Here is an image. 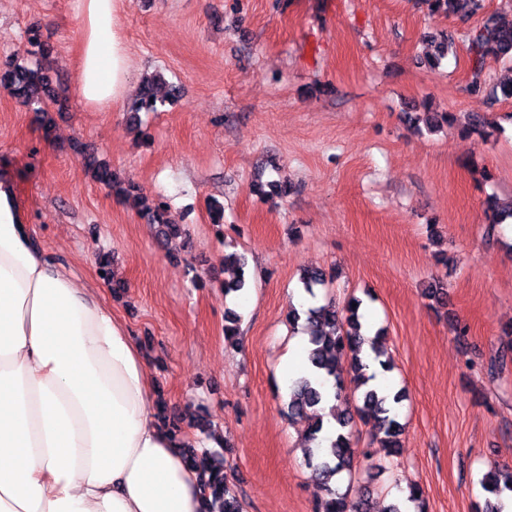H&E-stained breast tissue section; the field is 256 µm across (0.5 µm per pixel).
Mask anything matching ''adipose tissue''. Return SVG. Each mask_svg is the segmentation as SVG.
<instances>
[{
	"label": "adipose tissue",
	"mask_w": 512,
	"mask_h": 512,
	"mask_svg": "<svg viewBox=\"0 0 512 512\" xmlns=\"http://www.w3.org/2000/svg\"><path fill=\"white\" fill-rule=\"evenodd\" d=\"M122 0H79L78 93L130 91ZM125 325L33 242L0 181V512H203Z\"/></svg>",
	"instance_id": "1"
}]
</instances>
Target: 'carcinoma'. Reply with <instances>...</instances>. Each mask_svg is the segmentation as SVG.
Wrapping results in <instances>:
<instances>
[{"label":"carcinoma","mask_w":512,"mask_h":512,"mask_svg":"<svg viewBox=\"0 0 512 512\" xmlns=\"http://www.w3.org/2000/svg\"><path fill=\"white\" fill-rule=\"evenodd\" d=\"M425 3L433 12L454 15L458 13L460 0H425ZM465 42L470 61V81L466 91L480 95L486 89V62L512 61V22H505L498 15L490 14L467 32ZM29 44L34 47L31 52L33 60L25 65L15 64L0 72V86L10 89L24 105L36 112H43L47 73L42 67V61L49 54L50 48L35 33L29 37ZM164 104L165 101L155 93V82L145 79L131 111L158 112ZM459 133L463 137L476 135L486 140L493 136L494 125L483 118H473L459 128ZM87 166L94 180L111 189L122 202H141L142 190L135 182L94 160L88 161ZM142 215L149 222L166 227L167 236L176 237L181 234V229L165 218V209L161 205L145 209ZM485 215L487 223L502 224L512 219V205L506 210H499L489 201ZM224 265L237 271L233 279L224 282L225 295L242 293L249 288L250 276L243 255L236 251L224 254ZM325 282L326 273L321 269L306 270L300 275V283L310 295L314 294L315 287L323 286ZM358 304L360 300L353 298L341 309L329 302L305 312L295 307L288 311V322L294 326L303 319L301 315H306L303 320L308 336V360L318 374L314 380L300 377L293 381L289 386L287 402L290 415L308 421L303 442L307 466L319 491L316 512H371L369 492L361 491L358 497L353 498L349 492L341 493L331 487L336 476L344 472L350 474L354 468L356 449L350 438L354 419L358 418L372 427L371 444L377 445L387 454H396L402 447L404 426L393 413L390 403H400L404 392L398 391L391 397L379 394L377 389L370 386L376 374L367 373V364L362 358V346L367 341L381 370H391L392 361L385 349L386 333L381 328L374 332L373 337L365 339ZM240 325L241 316L232 309L227 310L224 317V339L231 342L238 340ZM347 376L350 377L353 390L362 391V405L355 407L353 414L338 412L334 405L328 410L321 408L326 384H331L334 397L338 400L346 392ZM327 415L336 421V438L324 447L319 441V433ZM186 460L204 474L202 487L205 512H243V501L232 488L228 468L220 462H212L194 453L186 456ZM482 483L485 490L495 496L493 500H485L482 512H502L500 496L505 491L512 492V470H490L484 475Z\"/></svg>","instance_id":"cac0c4a2"}]
</instances>
